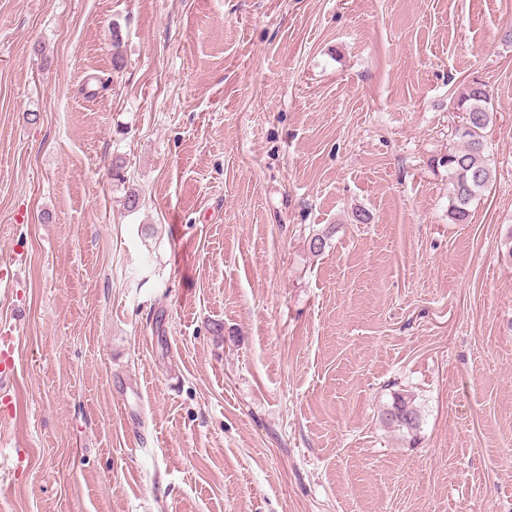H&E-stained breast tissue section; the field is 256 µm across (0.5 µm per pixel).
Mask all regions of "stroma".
<instances>
[{"mask_svg": "<svg viewBox=\"0 0 512 512\" xmlns=\"http://www.w3.org/2000/svg\"><path fill=\"white\" fill-rule=\"evenodd\" d=\"M511 227L512 0H0V512H512ZM453 108L464 113L465 125L452 130L460 145L449 147L442 164L448 168V217L455 224H465L471 205L494 175L484 135L493 123L491 90L483 80L472 79L456 97ZM12 331L6 325L0 331V397L6 407L9 394L14 389V357L12 351ZM4 407V408H5ZM384 422L389 426L406 430L408 434L417 431L420 425V414L411 399L395 394L391 405L382 412Z\"/></svg>", "mask_w": 512, "mask_h": 512, "instance_id": "1", "label": "stroma"}]
</instances>
